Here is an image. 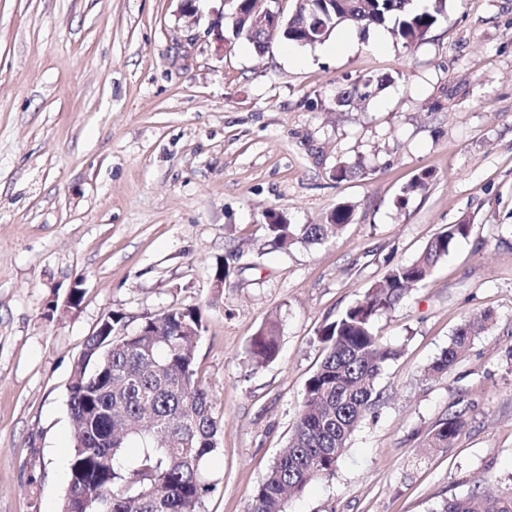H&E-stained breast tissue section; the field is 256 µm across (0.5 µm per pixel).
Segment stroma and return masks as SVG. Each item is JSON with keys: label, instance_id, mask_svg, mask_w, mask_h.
Returning <instances> with one entry per match:
<instances>
[{"label": "stroma", "instance_id": "stroma-1", "mask_svg": "<svg viewBox=\"0 0 512 512\" xmlns=\"http://www.w3.org/2000/svg\"><path fill=\"white\" fill-rule=\"evenodd\" d=\"M235 7L204 0L190 26L177 0H0V512H59L67 387L98 324L117 314L130 334L193 305L223 427L198 512H247L321 360L320 326L465 219L470 236L376 317L397 351L380 401L286 512H432L512 478V0H445L409 46L344 26L333 54L277 38L257 54L232 31ZM367 78L369 97L337 101ZM342 164L362 176L336 181ZM341 203L353 216L336 237L272 245L271 214L319 224ZM483 311L487 331L428 375ZM271 321L279 353L260 367L248 350ZM454 410L452 446L427 447ZM482 329L487 328L478 320L471 318L463 320L457 327L448 348L432 363L431 372L435 374L447 373L467 352L471 341Z\"/></svg>", "mask_w": 512, "mask_h": 512}]
</instances>
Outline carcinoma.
Here are the masks:
<instances>
[{
	"mask_svg": "<svg viewBox=\"0 0 512 512\" xmlns=\"http://www.w3.org/2000/svg\"><path fill=\"white\" fill-rule=\"evenodd\" d=\"M436 3L430 11L412 8L411 0H313V10L321 17L319 33L291 13L281 17L275 34L307 45L311 36L324 42L341 26L388 25L395 37L418 42L436 22L443 0ZM239 12L240 28L251 30L245 39L256 51L268 50L271 36L254 25L251 0H241ZM372 84L368 79L343 87L337 101L366 98ZM429 178L424 172L410 181L397 206L404 207L409 196L425 190ZM351 216V208L341 205L325 224L296 228L278 217L267 230L277 248L296 241L317 243L336 236ZM470 232L467 221L448 225L415 260L389 269L361 300L320 327L322 359L305 383L288 447L258 485L248 512H286L287 499L333 474L352 433L379 401L376 380L383 365L397 356L374 332L376 315L394 308L409 289L423 283ZM139 329L141 336H90L85 342L68 397L73 454L59 512H197L211 491L206 467L222 426L196 370L202 311L188 306L172 307L163 317L147 314ZM482 329L478 320H463L431 372H448ZM277 352V327L270 322L253 336L249 356L263 365ZM464 424V411L448 414L431 431V446H448ZM133 441L142 452L128 464L122 455ZM435 512H512V482L445 499Z\"/></svg>",
	"mask_w": 512,
	"mask_h": 512,
	"instance_id": "cac0c4a2",
	"label": "carcinoma"
}]
</instances>
